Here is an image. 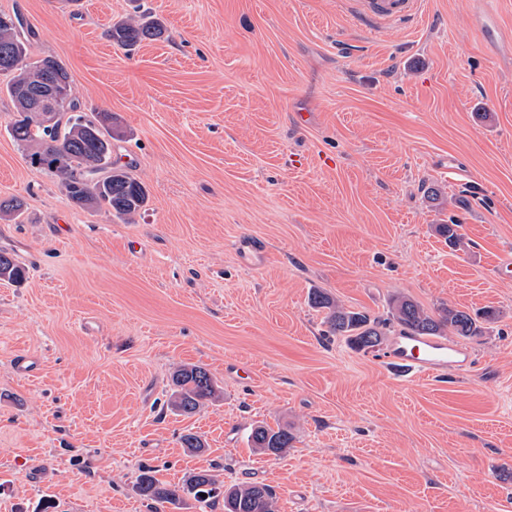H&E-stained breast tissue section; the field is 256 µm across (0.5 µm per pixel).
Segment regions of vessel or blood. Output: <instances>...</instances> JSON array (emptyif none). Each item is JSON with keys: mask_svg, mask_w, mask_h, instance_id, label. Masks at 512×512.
Here are the masks:
<instances>
[{"mask_svg": "<svg viewBox=\"0 0 512 512\" xmlns=\"http://www.w3.org/2000/svg\"><path fill=\"white\" fill-rule=\"evenodd\" d=\"M356 25L376 31L391 24L407 26L417 23L422 15V0H347ZM385 359L401 377L423 379L450 371L471 369V352L447 340L430 336H394Z\"/></svg>", "mask_w": 512, "mask_h": 512, "instance_id": "1", "label": "vessel or blood"}]
</instances>
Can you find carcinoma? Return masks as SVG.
I'll use <instances>...</instances> for the list:
<instances>
[{"mask_svg": "<svg viewBox=\"0 0 512 512\" xmlns=\"http://www.w3.org/2000/svg\"><path fill=\"white\" fill-rule=\"evenodd\" d=\"M10 19L11 15L0 13V72L13 74L6 91L17 112L10 129L12 138L30 149L29 159H40V170L55 176L74 204L84 209L106 206L119 216L133 219L145 206L147 192L129 166L112 159V141L124 138L125 133L112 126L108 112L87 118L70 93L62 100V112L52 128L45 129L41 114L26 105L22 90L44 83L42 65L46 63L63 78L66 88L71 87L70 76L63 65L50 57L27 62L25 39L19 37ZM164 33L156 19L129 17L113 23L109 37L114 44L129 49L159 39ZM23 277V268L0 253V279L18 281ZM310 302L325 312L329 332L345 338L356 350L380 346L392 328L419 336L451 335L462 340L484 335L481 322L469 312L450 305L427 311L407 296L392 298L389 318L383 320L348 310L321 290L312 292ZM216 393V384L207 369L182 365L172 374L169 404L178 414L192 416L214 400ZM293 440L288 429H273L262 423L253 425L248 435L253 448L275 456L291 447ZM216 485L215 476L206 470L171 485L156 478L153 469L144 467L136 480L139 494L156 504L155 512H161L167 504L177 506L187 497L198 503L200 512H207L218 498ZM224 512H278L276 495L263 483L242 482L224 490Z\"/></svg>", "mask_w": 512, "mask_h": 512, "instance_id": "cac0c4a2", "label": "carcinoma"}]
</instances>
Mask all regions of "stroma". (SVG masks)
<instances>
[{
    "instance_id": "obj_1",
    "label": "stroma",
    "mask_w": 512,
    "mask_h": 512,
    "mask_svg": "<svg viewBox=\"0 0 512 512\" xmlns=\"http://www.w3.org/2000/svg\"><path fill=\"white\" fill-rule=\"evenodd\" d=\"M148 202L82 209L30 167L0 74V512H151L139 467L257 481L279 512H512V0H424L359 32L342 0H0ZM164 38L122 50L112 23ZM456 223L448 246L434 227ZM257 240L260 260L240 245ZM387 316L495 310L471 373L406 382L326 333L311 289ZM31 360L34 372L18 370ZM220 394L167 406L172 372ZM294 435L280 456L251 425ZM205 453L182 448L186 432ZM165 33V29L157 19L123 18L112 24L109 37L112 42L120 47H135L144 41L159 39ZM216 384L207 369L187 364L176 369L171 377L169 404L179 415L192 416L216 398Z\"/></svg>"
}]
</instances>
